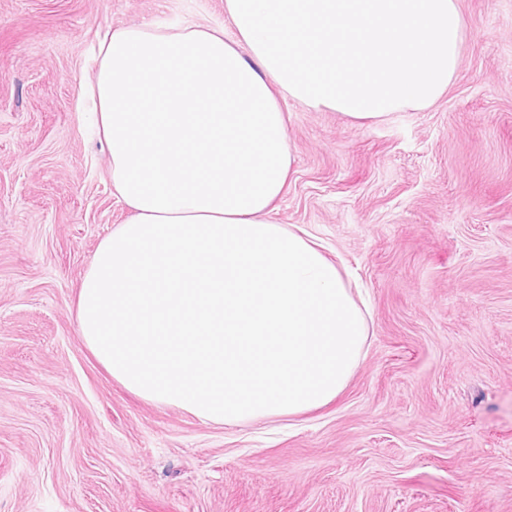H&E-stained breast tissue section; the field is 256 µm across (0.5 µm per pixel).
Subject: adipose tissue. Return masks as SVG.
Segmentation results:
<instances>
[{"mask_svg":"<svg viewBox=\"0 0 512 512\" xmlns=\"http://www.w3.org/2000/svg\"><path fill=\"white\" fill-rule=\"evenodd\" d=\"M236 37L147 23L99 41L89 95L126 220L81 282L80 334L142 398L217 423L301 414L349 382L369 328L341 269L273 222L292 167L279 99L353 120L432 105L458 0H224Z\"/></svg>","mask_w":512,"mask_h":512,"instance_id":"obj_1","label":"adipose tissue"}]
</instances>
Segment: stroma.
Listing matches in <instances>:
<instances>
[{
	"label": "stroma",
	"mask_w": 512,
	"mask_h": 512,
	"mask_svg": "<svg viewBox=\"0 0 512 512\" xmlns=\"http://www.w3.org/2000/svg\"><path fill=\"white\" fill-rule=\"evenodd\" d=\"M430 107L293 100L274 220L352 274L369 336L328 405L217 425L128 390L78 327L128 212L77 109L130 23L235 30L224 0H0V512H512V0H459Z\"/></svg>",
	"instance_id": "stroma-1"
}]
</instances>
